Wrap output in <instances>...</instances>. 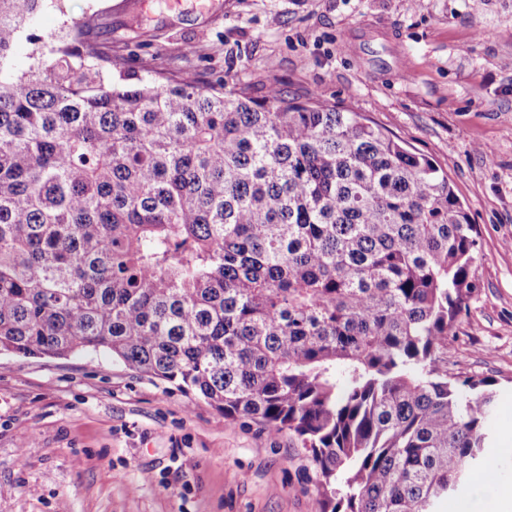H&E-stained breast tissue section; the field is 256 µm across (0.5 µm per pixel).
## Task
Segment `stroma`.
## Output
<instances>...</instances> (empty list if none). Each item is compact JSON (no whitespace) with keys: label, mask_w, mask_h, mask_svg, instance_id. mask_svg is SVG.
<instances>
[{"label":"stroma","mask_w":512,"mask_h":512,"mask_svg":"<svg viewBox=\"0 0 512 512\" xmlns=\"http://www.w3.org/2000/svg\"><path fill=\"white\" fill-rule=\"evenodd\" d=\"M93 16L113 80L159 75L270 85L362 113L448 174L478 231V286L448 369L496 381L498 483L456 495L487 512L512 485V0H63L48 53ZM314 472L288 433L232 421L111 354H0V512H315Z\"/></svg>","instance_id":"obj_1"}]
</instances>
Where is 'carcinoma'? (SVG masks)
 Instances as JSON below:
<instances>
[{"mask_svg": "<svg viewBox=\"0 0 512 512\" xmlns=\"http://www.w3.org/2000/svg\"><path fill=\"white\" fill-rule=\"evenodd\" d=\"M48 0H0V353L106 351L288 431L315 512H441L494 480L496 381L448 374L477 232L427 156L272 86L114 84Z\"/></svg>", "mask_w": 512, "mask_h": 512, "instance_id": "cac0c4a2", "label": "carcinoma"}]
</instances>
